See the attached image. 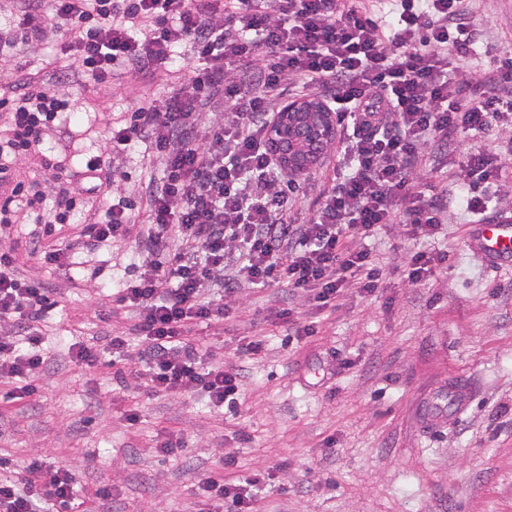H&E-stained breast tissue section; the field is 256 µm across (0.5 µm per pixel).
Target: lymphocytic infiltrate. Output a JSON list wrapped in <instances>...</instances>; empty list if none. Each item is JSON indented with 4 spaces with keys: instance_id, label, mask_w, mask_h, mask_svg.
I'll return each mask as SVG.
<instances>
[{
    "instance_id": "f902f5d3",
    "label": "lymphocytic infiltrate",
    "mask_w": 512,
    "mask_h": 512,
    "mask_svg": "<svg viewBox=\"0 0 512 512\" xmlns=\"http://www.w3.org/2000/svg\"><path fill=\"white\" fill-rule=\"evenodd\" d=\"M464 0H391L372 11L362 0H8L0 26V52L18 44L67 38L73 65L97 87L127 76L150 79L172 51L189 45L190 77L159 104L138 108L122 126L106 125L104 152L84 163L90 189L124 180L112 164L130 145L147 144L163 161L159 182L142 188L149 213L136 228L132 205L113 194L104 221L86 222L89 249L137 235L142 263L115 302L134 309L138 358L150 392L204 397L216 407L235 403L236 368L189 336L192 324L225 318L224 297L243 288L281 285L301 291L316 307H335L343 288L374 292L379 278L363 240L380 227L401 224L411 240L434 237L440 200L415 188L409 173L434 138L484 130L512 117V63L485 70L507 86L497 97L462 93L448 79L453 59L471 41L456 21ZM319 89L328 107L342 109L352 131L348 172L319 194L315 214L292 224L277 160L266 129L289 90L285 76ZM68 75L46 82L18 67L0 84V185L12 183L18 159L42 147L48 131L69 124L78 110L66 89ZM224 103L227 120L200 131L202 112ZM465 168L477 190L470 213L486 208L484 191L505 178L493 155L468 153ZM0 195V233L11 216L28 209L39 224L64 223L46 213L38 184L12 183ZM410 201L407 212L399 204ZM57 304L54 288L20 278L9 255H0V382L32 396L45 358L34 327ZM23 479L0 478V512H53L71 507L78 487L73 468L29 464ZM262 472L225 479L214 470L194 495L199 512L222 502L225 512H259Z\"/></svg>"
}]
</instances>
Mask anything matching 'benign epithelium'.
I'll list each match as a JSON object with an SVG mask.
<instances>
[{
	"label": "benign epithelium",
	"instance_id": "7a95c632",
	"mask_svg": "<svg viewBox=\"0 0 512 512\" xmlns=\"http://www.w3.org/2000/svg\"><path fill=\"white\" fill-rule=\"evenodd\" d=\"M335 138L334 113L312 97L284 103L267 130L268 145L280 164L296 174L316 165Z\"/></svg>",
	"mask_w": 512,
	"mask_h": 512
}]
</instances>
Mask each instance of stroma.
Returning <instances> with one entry per match:
<instances>
[{"label":"stroma","mask_w":512,"mask_h":512,"mask_svg":"<svg viewBox=\"0 0 512 512\" xmlns=\"http://www.w3.org/2000/svg\"><path fill=\"white\" fill-rule=\"evenodd\" d=\"M473 33L468 61L450 73L463 90L481 87L490 57L512 51V0H469L461 17ZM177 62L159 66L149 81L122 80L96 88L71 72L69 91L82 110L51 145L72 182L98 154L99 127L118 122L184 82ZM26 66L49 79L69 70L56 42L18 46L0 57V75ZM483 150L512 167V126L490 121L482 132L436 138L410 178L445 191L447 204L433 240L448 266L428 282H411L406 263L415 248L399 225L381 227L364 246L378 264V290L345 288L336 309H318L284 287L244 288L227 296L224 325L198 326L195 337L212 346L242 375L235 405L216 408L200 396L148 393L145 370L129 347L116 376L109 343L132 336L135 314L113 295L139 261L135 240L88 251L76 243L81 215L58 234L69 248L72 273L52 268L30 251L32 218L19 211L0 250L11 252L21 275L57 290L59 304L40 324L46 361L35 396L8 398L0 384V457L23 473L35 457L79 474L80 497L112 485V512H197V482L221 461L226 477L255 470L269 475L261 512H512V265H488L472 246L473 217L456 201L464 179L460 157ZM337 151L309 174L295 175L288 217L311 218ZM122 193L136 223L147 220L142 185L159 180L163 164L146 145L130 149ZM96 271L87 280V271ZM286 307L313 326L307 337L288 327L257 323L256 313ZM77 336L102 362H72L64 342ZM267 340L261 358L240 351L250 337ZM138 421L129 422V412ZM175 435L183 447L157 455L158 439Z\"/></svg>","instance_id":"35a3bbf8"}]
</instances>
